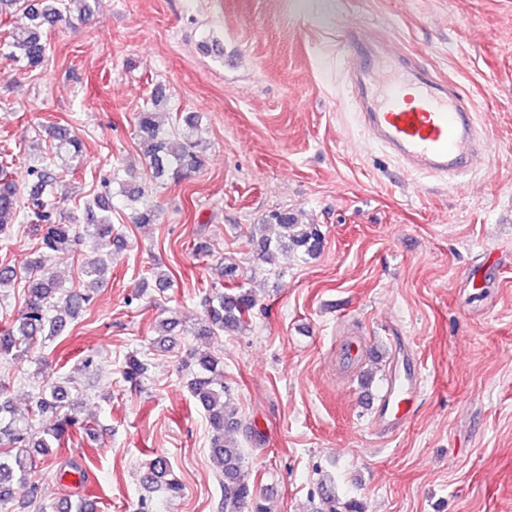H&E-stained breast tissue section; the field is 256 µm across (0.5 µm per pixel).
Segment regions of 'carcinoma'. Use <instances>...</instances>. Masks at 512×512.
<instances>
[{
	"instance_id": "carcinoma-1",
	"label": "carcinoma",
	"mask_w": 512,
	"mask_h": 512,
	"mask_svg": "<svg viewBox=\"0 0 512 512\" xmlns=\"http://www.w3.org/2000/svg\"><path fill=\"white\" fill-rule=\"evenodd\" d=\"M10 6L25 13L30 26L13 30L0 44V56L6 60L21 62L33 71L43 67L47 58V42L43 39L42 27L48 22H62L73 15L92 14L91 0H10ZM162 95H155L143 106L137 117V130L147 168L154 179L177 180L195 169L199 163L197 147L199 140L198 117L193 112L182 118L188 132L176 138L158 120L155 107ZM48 135L53 141L55 153H68L80 157V142L65 126H53ZM34 182L28 193H21L11 176L9 166L0 163V231L16 222H27L42 231L39 250L40 259L34 265L42 277L31 282L27 288L25 307L9 328L0 329V357L26 355L37 344L59 336L66 327V318L77 316L89 304L90 297L79 292L61 291L62 285L47 268L52 254L67 250L73 241L89 237L105 248L112 244L114 226L110 216V204L103 198L94 204L105 212L96 217L92 207H87L88 223L75 224L65 221L64 204L67 198L56 190V176L46 165L34 166L29 171ZM267 225L277 233L263 235L256 240L259 256L271 263L278 251L290 247L302 250L309 256L317 255L323 238L315 224H296L286 213L275 212L269 216ZM112 254L84 266L87 277L100 280L109 269ZM227 282L224 290L215 292L207 300L206 309L199 322L194 324L196 336L209 337L219 332L235 331L245 326L247 315L255 300L251 292L237 282L233 267L225 269ZM195 370L189 382L193 397L207 412L213 434L209 452L224 475V512H268L267 506L257 494L255 487L243 471V449L235 437L241 429L238 410L224 384V368L221 358L209 353L193 356ZM147 371L146 363L135 355L126 359L123 376L125 381L138 384ZM65 390L58 383L42 386L27 414L20 416L7 401H0V503L6 504L19 492L28 496V504L35 505L36 512H59L53 502L37 498L33 476L37 464L29 453L31 448H47V440L62 443L69 432L83 425L77 408L64 402ZM49 410L58 412L53 427L44 431L48 439H36L31 435L33 418ZM143 481L165 487L169 493L181 489L180 482L171 476L166 456L159 454L151 460Z\"/></svg>"
}]
</instances>
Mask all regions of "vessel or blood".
Instances as JSON below:
<instances>
[{"mask_svg": "<svg viewBox=\"0 0 512 512\" xmlns=\"http://www.w3.org/2000/svg\"><path fill=\"white\" fill-rule=\"evenodd\" d=\"M343 61L358 117L405 171L456 179L484 152L471 102L419 61L394 52L368 31L348 29ZM418 376L393 381L376 420L387 430L408 419Z\"/></svg>", "mask_w": 512, "mask_h": 512, "instance_id": "vessel-or-blood-1", "label": "vessel or blood"}]
</instances>
